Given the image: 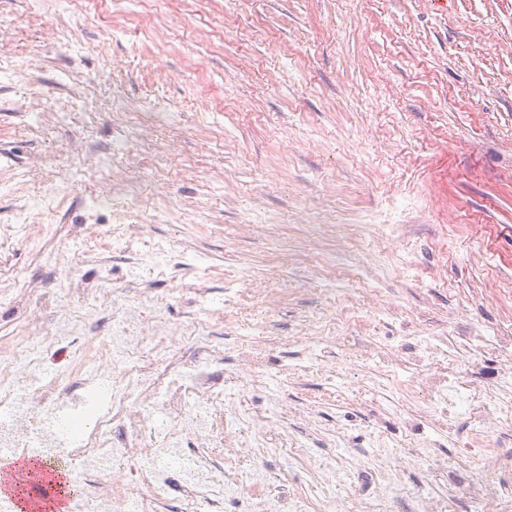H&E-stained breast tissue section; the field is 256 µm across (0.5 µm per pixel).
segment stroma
<instances>
[{
  "mask_svg": "<svg viewBox=\"0 0 512 512\" xmlns=\"http://www.w3.org/2000/svg\"><path fill=\"white\" fill-rule=\"evenodd\" d=\"M8 226L0 336L63 306L93 351L116 288L169 327L206 320L238 412L223 512H249L256 469L317 512L309 456L344 448L366 484L413 440L457 439L357 347L452 317L512 334V0H0ZM387 304L336 343L340 307Z\"/></svg>",
  "mask_w": 512,
  "mask_h": 512,
  "instance_id": "35a3bbf8",
  "label": "stroma"
}]
</instances>
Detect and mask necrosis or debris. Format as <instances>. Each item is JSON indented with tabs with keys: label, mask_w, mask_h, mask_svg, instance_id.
Instances as JSON below:
<instances>
[{
	"label": "necrosis or debris",
	"mask_w": 512,
	"mask_h": 512,
	"mask_svg": "<svg viewBox=\"0 0 512 512\" xmlns=\"http://www.w3.org/2000/svg\"><path fill=\"white\" fill-rule=\"evenodd\" d=\"M72 325L60 315L43 333L22 330L0 345V454L34 451L49 459L65 458L84 494L72 512H165L171 472L179 470L186 499L207 502L222 512L224 477L232 458L209 454L218 438L212 417L221 396L211 372L223 353L180 363L170 357V336L145 300L112 292V326L94 356L71 347ZM417 355L402 358L397 348L384 357L404 373H414L434 413L448 420L465 417L470 433L453 449L448 468V499L439 501L430 484L413 489L416 512H454L465 500L468 512H512V454L490 448L487 427L512 420V380L499 375L495 385L472 382L473 358L494 349L502 364H512V336H486L479 326L445 336H418ZM123 435L113 440L114 424ZM199 449L184 451L187 440ZM134 465L135 492H113L112 467ZM331 492L321 512H376L378 501L403 490L398 470L386 471L376 494L343 507L333 487L349 483L343 466L316 461Z\"/></svg>",
	"instance_id": "necrosis-or-debris-1"
}]
</instances>
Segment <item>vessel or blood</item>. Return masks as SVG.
I'll list each match as a JSON object with an SVG mask.
<instances>
[{
	"label": "vessel or blood",
	"instance_id": "obj_1",
	"mask_svg": "<svg viewBox=\"0 0 512 512\" xmlns=\"http://www.w3.org/2000/svg\"><path fill=\"white\" fill-rule=\"evenodd\" d=\"M0 496L12 500L17 512H67L71 479L42 465L4 459L0 461Z\"/></svg>",
	"mask_w": 512,
	"mask_h": 512
}]
</instances>
